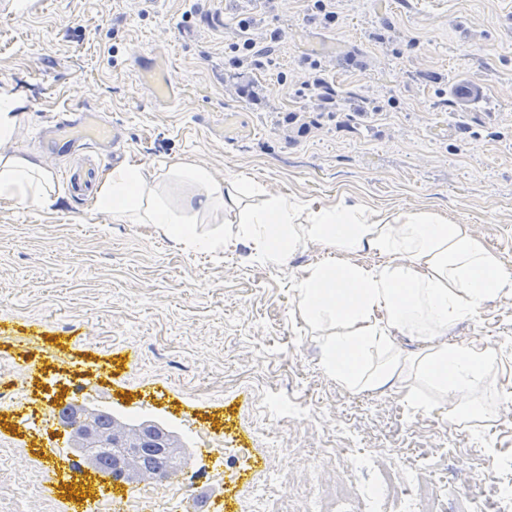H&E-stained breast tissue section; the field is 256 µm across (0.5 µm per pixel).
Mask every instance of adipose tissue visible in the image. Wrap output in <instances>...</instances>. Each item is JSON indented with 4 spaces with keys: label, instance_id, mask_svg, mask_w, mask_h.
Returning a JSON list of instances; mask_svg holds the SVG:
<instances>
[{
    "label": "adipose tissue",
    "instance_id": "ef3b65f1",
    "mask_svg": "<svg viewBox=\"0 0 512 512\" xmlns=\"http://www.w3.org/2000/svg\"><path fill=\"white\" fill-rule=\"evenodd\" d=\"M21 99L0 88V201L42 208L61 194L52 175L11 144ZM171 181L199 191L189 207L165 192ZM93 207L116 224H151L193 252H217L243 238L261 263L279 267L301 246L317 243L326 259L296 283L297 310L324 338L323 367L350 388L368 390L412 370L452 394L477 388L497 358L482 347L442 343L459 322L489 302L512 298V271L462 224L430 210L394 214L345 197L310 201L271 193L258 179L215 181L202 166L156 171L119 165L106 174ZM223 212L228 236L192 231L197 215ZM435 337L408 362L392 352L395 336Z\"/></svg>",
    "mask_w": 512,
    "mask_h": 512
}]
</instances>
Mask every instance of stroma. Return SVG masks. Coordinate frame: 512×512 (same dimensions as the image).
<instances>
[{"label": "stroma", "instance_id": "1", "mask_svg": "<svg viewBox=\"0 0 512 512\" xmlns=\"http://www.w3.org/2000/svg\"><path fill=\"white\" fill-rule=\"evenodd\" d=\"M321 23L311 0H0V88L25 102L15 148L62 189L42 209L0 204V391L23 393L0 410V512H49L44 450L60 434L46 411L51 389L70 400L71 379L113 411L138 407L144 387H165L153 419L191 437L224 435V495L214 512H304L298 478L325 448L392 457L453 493L484 457L512 461V300L459 323L448 342L500 350L478 390L449 397L409 377L350 390L322 366L324 338L296 309L299 274L320 246L268 268L245 245L223 256L187 251L149 224H116L74 197L78 168L103 178L104 146L54 157L39 140L79 102L119 129L124 159L158 168L176 161L212 177L257 178L309 200L348 196L395 213L429 209L467 225L512 265V0H336ZM272 46V65L250 64L234 44ZM164 62L177 86L157 100L138 65ZM354 90L371 116L332 118L310 93L313 76ZM475 85L461 107L454 88ZM35 376L13 370L24 359ZM308 422L272 439L279 406ZM270 477L269 498L251 494Z\"/></svg>", "mask_w": 512, "mask_h": 512}]
</instances>
